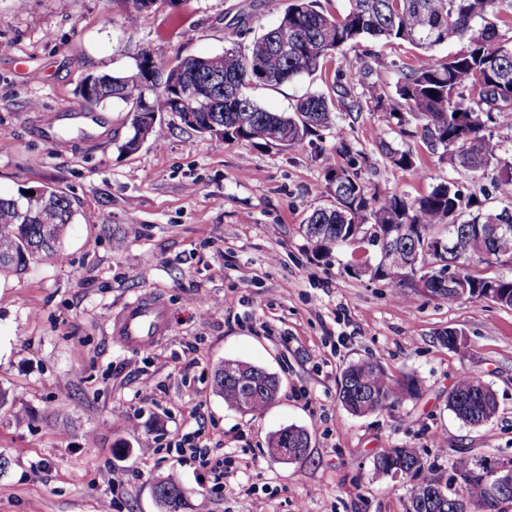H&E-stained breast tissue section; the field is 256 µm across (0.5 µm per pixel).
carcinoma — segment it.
Instances as JSON below:
<instances>
[{"instance_id": "cac0c4a2", "label": "carcinoma", "mask_w": 512, "mask_h": 512, "mask_svg": "<svg viewBox=\"0 0 512 512\" xmlns=\"http://www.w3.org/2000/svg\"><path fill=\"white\" fill-rule=\"evenodd\" d=\"M132 20L149 17L157 0H123ZM498 0H349L343 16H333L317 5V0H292L278 25L256 39L243 53L235 47L215 56H186L177 63L178 79L197 88H210L213 95L201 96V119H210L224 128L229 140L292 147L305 142L316 130L332 124L336 109L348 112H383L387 124L415 123L422 141L440 156L450 155L451 163L467 172H491L499 191L512 186V161L501 155L489 124L512 107L499 99L512 96V42L503 40L497 25ZM388 43L401 41L421 51L426 62L399 67L393 102L389 103L369 84L368 77L379 63L377 57L345 58L344 78L334 79L336 96L315 92L303 98L290 113L270 112L247 93L253 85L278 86L302 74L322 68L324 60L345 47L356 48L364 39ZM451 38L467 42V49L443 60L435 50ZM135 72L94 76L93 95H80L82 106L93 107L121 102L135 111L143 97ZM361 88L360 94L354 89ZM149 114L175 111L164 89L149 95ZM132 135L121 150L138 151L150 135L148 122L130 123ZM389 162L399 169L415 166L410 150L393 151L382 146ZM333 203L309 212L303 232L317 255H328L335 248H347L351 257H362L363 244L357 241L355 227L375 225L393 248L392 262L376 279L399 288L404 298L418 284L403 278L402 267L418 253L420 261L440 271H450L464 280L468 292L459 295L443 289L430 294L450 303L477 301L492 288L512 308V276H487L478 270L490 264V256L512 258V232L497 234L498 224H512V208L488 209L472 195L464 194L451 182L439 183L426 195L408 198L392 194L383 199L368 195L357 173L331 164L325 173ZM30 216L22 223L17 209ZM75 211L67 197L45 189L38 195L18 192L0 196V272L20 274L29 263L54 255L65 227L73 222ZM409 224L415 238L404 239L397 228ZM456 225L448 238V225ZM216 393L225 404L241 415L260 414L278 398L279 379L266 369L239 360H226L215 368ZM254 383L259 394L250 406L244 404L243 390ZM412 377L393 379L379 364L360 361L348 365L341 374L338 399L355 416L389 409L395 402L418 395ZM448 409L464 424L483 426L497 412L492 388L481 378L466 374L448 392ZM309 432L299 426L283 427L268 438V447L307 448ZM395 458L383 453L374 459L375 472L388 475L395 464L416 466L409 493L413 512H497L502 500L494 496L484 479V470L461 458L456 466V486L442 482L413 448H394ZM166 512H178L183 500L182 487L167 477L158 480Z\"/></svg>"}]
</instances>
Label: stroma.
<instances>
[{
    "label": "stroma",
    "instance_id": "1",
    "mask_svg": "<svg viewBox=\"0 0 512 512\" xmlns=\"http://www.w3.org/2000/svg\"><path fill=\"white\" fill-rule=\"evenodd\" d=\"M292 0H158L135 22L114 0H0V195L52 188L75 210L57 254L19 276L0 274V512H159L153 487L174 477L184 512H405L410 480L374 475V457L415 448L451 477L459 456L512 462V309L489 301L448 303L386 281L349 276L350 253L315 257L302 227L327 206L328 159L353 167L367 193L410 198L456 183L501 208L491 177L439 161L414 126L388 127L380 112L336 113L333 129L296 147L201 137L176 113L158 118L135 153L126 105L95 107L97 122L65 120L82 108L89 75L133 69L150 51L173 63L247 49ZM383 64L373 80L395 95L410 45L368 40ZM342 53L323 68L249 95L273 112L313 92L331 93ZM351 150H336L337 137ZM412 151L416 166L391 165L381 144ZM143 296L162 299L167 331L133 347L110 334L113 318ZM457 331L460 350L442 342ZM277 374V401L244 416L214 389L224 360ZM374 360L395 378L412 375L416 398L355 417L338 401L350 363ZM466 373L494 390L498 412L463 424L448 392ZM197 408L184 413L183 403ZM308 430L306 454L284 462L267 438ZM224 455V477L201 479L183 436ZM151 443L153 455L140 454Z\"/></svg>",
    "mask_w": 512,
    "mask_h": 512
}]
</instances>
